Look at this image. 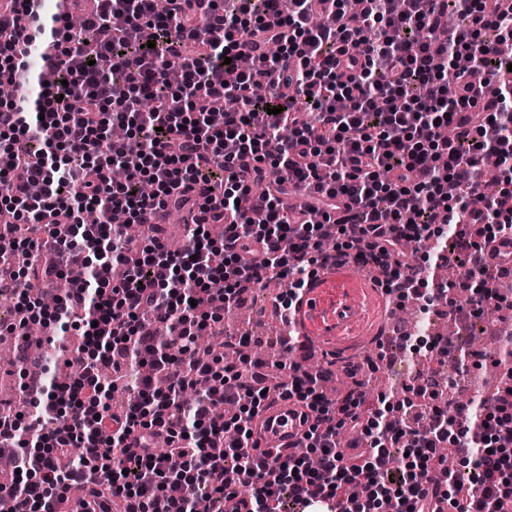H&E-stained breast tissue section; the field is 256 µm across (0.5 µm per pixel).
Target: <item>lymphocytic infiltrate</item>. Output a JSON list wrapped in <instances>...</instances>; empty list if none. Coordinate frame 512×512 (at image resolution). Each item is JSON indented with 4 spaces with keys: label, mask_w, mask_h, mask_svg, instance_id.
I'll list each match as a JSON object with an SVG mask.
<instances>
[{
    "label": "lymphocytic infiltrate",
    "mask_w": 512,
    "mask_h": 512,
    "mask_svg": "<svg viewBox=\"0 0 512 512\" xmlns=\"http://www.w3.org/2000/svg\"><path fill=\"white\" fill-rule=\"evenodd\" d=\"M79 15L73 29L44 0H0V80L12 88L0 100V271L15 309L0 332L24 336L38 317L55 339L74 326L83 336L63 385L43 356L19 361L32 398L0 408V454L17 460L0 498L60 512L78 485L83 512H194L183 494L194 485L212 512H305L313 499L340 512H512V386L464 402L353 388L330 402L298 363L266 374L250 336L227 342L231 363L196 349L269 279L292 311L333 255L383 267L396 306L430 313L447 297L434 271L459 215L474 213L482 240L512 234V56L499 50L512 0H167L161 13L154 0H86ZM35 85L45 93L31 96ZM300 186L310 204L282 207ZM343 198L356 209L331 223ZM187 205L200 216L175 251L146 215ZM90 209L99 223L84 222ZM115 211L146 234L129 237ZM409 244L422 263L405 262ZM257 248L260 262L243 263ZM74 266L86 275L55 307L31 297V280L50 286ZM500 273L469 269L480 291L449 305L503 310L483 288ZM105 369L140 373L117 412ZM278 399L306 409L303 453L253 439L254 417ZM347 431L365 445L353 463Z\"/></svg>",
    "instance_id": "1"
}]
</instances>
